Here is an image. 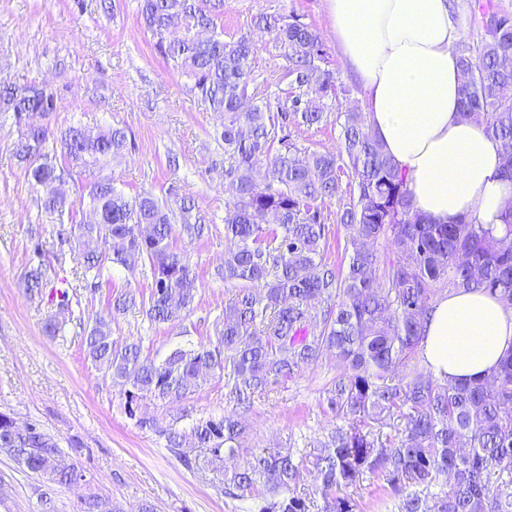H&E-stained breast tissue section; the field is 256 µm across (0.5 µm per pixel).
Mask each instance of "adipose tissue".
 <instances>
[{"label":"adipose tissue","instance_id":"obj_1","mask_svg":"<svg viewBox=\"0 0 512 512\" xmlns=\"http://www.w3.org/2000/svg\"><path fill=\"white\" fill-rule=\"evenodd\" d=\"M343 59L384 152L406 173L414 211L440 223L467 216L500 225L512 183L497 175L500 147L460 115L448 0H328ZM512 347V310L479 291L439 299L424 355L436 377H483Z\"/></svg>","mask_w":512,"mask_h":512}]
</instances>
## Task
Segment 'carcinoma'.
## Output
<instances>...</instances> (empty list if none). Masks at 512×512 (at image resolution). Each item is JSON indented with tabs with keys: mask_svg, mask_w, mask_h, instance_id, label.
Returning <instances> with one entry per match:
<instances>
[{
	"mask_svg": "<svg viewBox=\"0 0 512 512\" xmlns=\"http://www.w3.org/2000/svg\"><path fill=\"white\" fill-rule=\"evenodd\" d=\"M481 30L477 45L457 44L462 110L502 146L498 177L512 182V14L493 0H475ZM224 0H141L140 17L156 38L155 49L193 80L191 91L206 109L222 114L216 138L224 145V253L219 275L239 285L224 306L207 343L174 349L161 360L142 341L112 339V311L139 310L152 324L175 326L194 303L197 287L189 258L174 247L176 235H203L194 200L174 209L152 192L127 195L107 172L127 142L124 129L92 131L71 125L55 137L49 124L29 125L16 145L42 211L68 220L82 247L81 288L95 294L112 264L149 267V295L125 291L95 316L83 351L131 397L177 402L224 376L227 397L247 409L254 397L321 358L343 367L328 391L341 424L317 454L251 453L235 464L246 438L241 415L196 420L190 431H165L168 451L188 470L224 466V495L253 500L252 512H310L296 493L302 472L313 466L323 504L317 512H357L341 489L363 476L382 478L393 492L394 512H512V346L486 376L471 382L439 379L415 361L423 349L426 317L443 291L488 293L512 308V206L500 231L465 216L437 224L412 210L405 173L386 156L367 116L347 106L337 116L336 150L307 152L288 139V123L308 127L328 121L327 101L350 90L329 68L317 29L295 15L261 14L256 27L288 62L285 76L296 90L290 105L250 102L253 40H224ZM58 96L43 82H0V114L18 124L30 113L50 118ZM281 149L273 151L274 143ZM265 168L259 184L253 171ZM79 177L75 201L54 184ZM349 198L337 223L346 232L345 261L327 268L326 217L320 205ZM99 214L76 222V206ZM394 254L381 261L377 244ZM50 266L38 243L21 286L84 322L77 288L61 278L50 286ZM406 374L396 384L388 376ZM0 412V452L54 485H68L82 468L60 469L53 436L39 424L20 432ZM401 423L396 445L376 434L387 421ZM77 512H116L96 494Z\"/></svg>",
	"mask_w": 512,
	"mask_h": 512,
	"instance_id": "obj_1",
	"label": "carcinoma"
}]
</instances>
